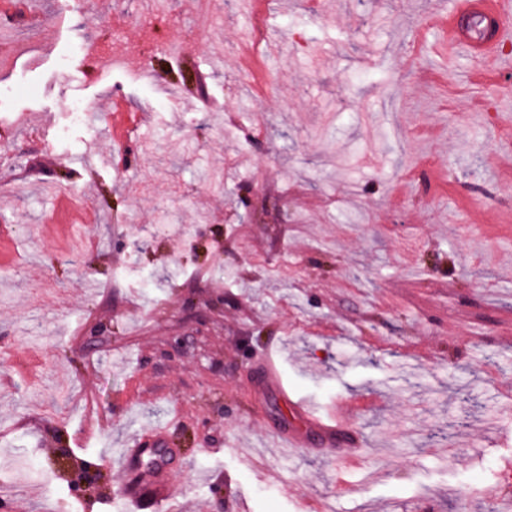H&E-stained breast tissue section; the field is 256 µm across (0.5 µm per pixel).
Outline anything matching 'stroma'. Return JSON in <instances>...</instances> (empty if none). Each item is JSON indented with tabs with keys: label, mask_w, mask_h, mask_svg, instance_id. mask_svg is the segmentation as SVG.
<instances>
[{
	"label": "stroma",
	"mask_w": 512,
	"mask_h": 512,
	"mask_svg": "<svg viewBox=\"0 0 512 512\" xmlns=\"http://www.w3.org/2000/svg\"><path fill=\"white\" fill-rule=\"evenodd\" d=\"M452 2L38 0L41 21L0 18L5 512L512 494V34L449 50ZM200 70L223 110L200 104ZM263 352L288 400L361 435L363 467L278 448L264 421L292 414L252 386ZM158 428L181 458L163 480L125 459Z\"/></svg>",
	"instance_id": "obj_1"
}]
</instances>
